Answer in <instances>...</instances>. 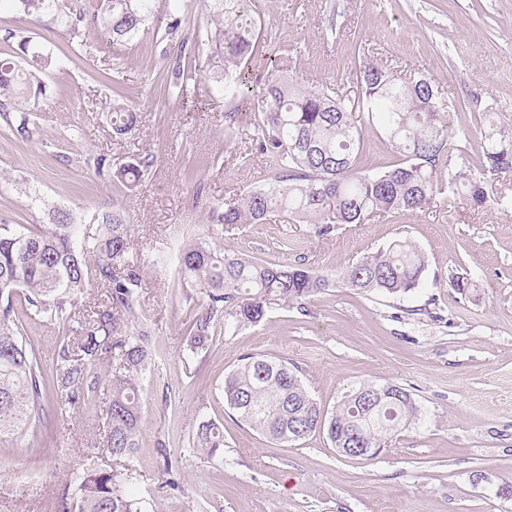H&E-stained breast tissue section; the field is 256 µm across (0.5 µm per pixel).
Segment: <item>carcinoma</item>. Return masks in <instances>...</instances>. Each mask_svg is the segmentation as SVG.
<instances>
[{"instance_id": "carcinoma-1", "label": "carcinoma", "mask_w": 512, "mask_h": 512, "mask_svg": "<svg viewBox=\"0 0 512 512\" xmlns=\"http://www.w3.org/2000/svg\"><path fill=\"white\" fill-rule=\"evenodd\" d=\"M11 2L38 22L66 28L81 38L83 48L98 33L114 43L129 41L157 17V0H104L92 11L80 0ZM208 7L205 79L223 87L231 100L257 98L253 141L258 153L277 162L272 182L241 195L234 206L212 209V234L278 216L311 224L317 235L328 236L338 224L428 210L446 193L483 208L494 202L486 190L488 177L512 174V135L485 116L478 160H472L468 140L450 130L451 116L465 108L438 96L422 74L401 82L388 69L366 61L356 73L361 92L349 100L337 89L294 84L287 78L291 61L278 53L272 37L267 51L271 74L254 94L244 64L259 38L256 0H208ZM198 49V43L190 46L185 38L175 56L171 86L182 98L188 97V78L195 76L192 58ZM15 54L27 58L29 68L0 58V119L16 137L30 139L31 111L42 94L38 73L52 64L53 56L24 37L17 41ZM118 97L110 107V123L122 136L136 127L137 116ZM360 114L384 132L396 155L375 171L360 167ZM148 167L142 158L115 170L105 157L94 159L98 176L113 177L127 189L137 186ZM93 220L100 221L95 230L82 232L70 211L55 208L48 224L0 225V442L28 436L47 445L52 417L84 402L98 388L95 368L109 361L112 372L104 381L109 405L100 445L112 457V466L74 472L76 492L63 489L58 512H142L140 498L128 491V473L119 466L139 448L140 377L152 365V331L140 313L139 267L129 261L130 224L116 208ZM178 265L180 298L190 301L197 292L207 299L186 330L182 362L191 370L220 329L233 336L276 308L292 306L305 316L311 297L337 283L360 293L406 294L423 283L427 260L410 240L395 239L364 255L335 280L301 262L226 254L204 236L181 244ZM94 281L106 292L89 315L80 304ZM20 294L25 316H39L62 329L49 370L38 347L24 336L23 320L13 305V297ZM378 388L391 395L366 409L362 398L373 387L360 385L328 415L297 366L279 357L250 354L224 377L223 392L227 410L274 444L286 447L318 432L336 448L351 441L367 449L372 460L388 437L419 417L407 389L393 383ZM192 450L210 461H224V424L199 423Z\"/></svg>"}]
</instances>
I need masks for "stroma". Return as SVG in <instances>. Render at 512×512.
<instances>
[{
    "label": "stroma",
    "mask_w": 512,
    "mask_h": 512,
    "mask_svg": "<svg viewBox=\"0 0 512 512\" xmlns=\"http://www.w3.org/2000/svg\"><path fill=\"white\" fill-rule=\"evenodd\" d=\"M157 6L162 15L176 7ZM176 8L180 36L203 38L207 0ZM258 24L276 34L301 86L355 96L354 71L369 60L405 80L423 74L442 96L472 104L452 119L454 131L479 137L490 111L512 133V0H262ZM18 36L55 61L40 75L33 137L16 138L0 123V176L40 196L34 204L19 190L1 191L0 220L45 224L53 206L83 225L114 207L128 218L156 367L141 379L144 430L126 466L148 512H512V497L500 493L512 485V175L488 183L489 194L507 196L503 206L437 205L340 224L323 237L313 225L281 221L223 233L216 245L225 253L301 260L332 276L405 237L425 253L427 269L422 287L405 295L333 287L312 297L307 314L273 310L237 335L215 336L189 372L181 361L185 332L206 298L175 301V249L207 235L210 207L232 205L272 178L273 165L252 152L254 113H242L231 131L223 98L205 81L186 100L169 92L178 42L154 26L119 45L98 38L88 53L64 29L0 6V57ZM107 74L119 78L138 116L123 138L107 118ZM98 156L115 165L146 158L152 167L129 190L95 176L87 160ZM455 274L472 288H452ZM248 354L295 363L328 411L359 384H398L412 394L420 421L370 461L340 454L322 433L275 446L224 406V377ZM105 413L99 396L67 411L54 420L45 450L24 437L0 443V512H58L72 472L97 462L92 447L102 440ZM209 419L224 425L220 464L189 451ZM167 457L179 468L181 491L163 486Z\"/></svg>",
    "instance_id": "35a3bbf8"
}]
</instances>
